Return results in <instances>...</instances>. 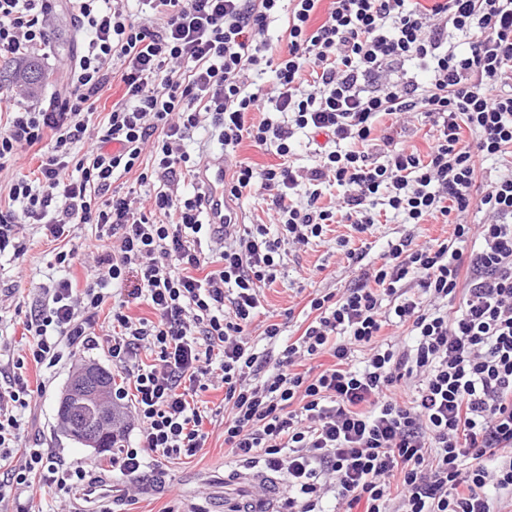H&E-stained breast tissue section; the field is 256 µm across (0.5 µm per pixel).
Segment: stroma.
I'll return each instance as SVG.
<instances>
[{
	"mask_svg": "<svg viewBox=\"0 0 512 512\" xmlns=\"http://www.w3.org/2000/svg\"><path fill=\"white\" fill-rule=\"evenodd\" d=\"M87 46L86 37L72 23L66 4H58L49 42L38 49L37 56L45 73L41 91L31 96L34 104L48 105L64 93L70 66ZM452 232L445 217L436 216L422 224L404 223L402 217L381 212L372 235L360 236L349 223H334L322 235L310 238L307 245L283 253L277 278L261 286V307L257 324L274 319L283 325V338L297 339L311 321L310 299L317 294L342 293L358 274L338 245L349 239L352 247L367 245L366 262L380 263L389 242L412 236L415 242H437L449 238ZM27 251L24 256L0 255V288L14 292L9 315L10 323L0 326V357L11 358L23 341V321L35 307L38 290L49 279L68 278L76 287H83L89 275L85 258L94 256L105 246L94 225H72L68 239L76 247L81 260L69 269L54 263L57 243L47 238L38 225L24 229ZM94 362L111 371L116 386H127V372L116 365L106 345L74 347L72 353L56 367L42 370L29 367L26 378L40 392L26 413L27 424L19 441L23 448H47L64 459H93L91 482L97 487L93 503L96 512H111L112 485L117 478L112 473L111 452L96 451L76 443L64 435L57 423L59 396L74 368L81 362ZM210 438L195 457L171 460L164 465L144 468L139 490L133 502L123 504L122 512H234L236 502L249 493L251 481L231 476L234 467L224 446V424L209 425Z\"/></svg>",
	"mask_w": 512,
	"mask_h": 512,
	"instance_id": "obj_1",
	"label": "stroma"
}]
</instances>
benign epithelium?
<instances>
[{"label": "benign epithelium", "mask_w": 512, "mask_h": 512, "mask_svg": "<svg viewBox=\"0 0 512 512\" xmlns=\"http://www.w3.org/2000/svg\"><path fill=\"white\" fill-rule=\"evenodd\" d=\"M61 403L73 405L83 418L80 422L72 415L63 416L61 423L64 432L89 448H99L98 426L121 418L112 406L111 391L103 384L95 364H86L70 378Z\"/></svg>", "instance_id": "obj_1"}]
</instances>
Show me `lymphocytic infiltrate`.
I'll return each instance as SVG.
<instances>
[{
    "label": "lymphocytic infiltrate",
    "mask_w": 512,
    "mask_h": 512,
    "mask_svg": "<svg viewBox=\"0 0 512 512\" xmlns=\"http://www.w3.org/2000/svg\"><path fill=\"white\" fill-rule=\"evenodd\" d=\"M66 2L90 40L63 97L0 120V180L9 185L0 254H25V224L54 239L91 224L108 248L93 256L83 288L66 279L40 288L23 323L27 343L0 383V503L27 491L62 501L87 483L91 462L19 449L34 395L24 371L55 367L68 343L95 342L91 319L106 304L108 352L131 383L113 398L134 399L140 432L136 447L112 457L126 479L119 501L135 497L146 460L205 448L213 414L195 397L218 385L224 445L237 462L281 476V512H321L330 493L337 512H494V500L512 502V173L476 190L480 159L512 153V0H436L428 13L406 0H335L318 25L320 0H137L134 11ZM283 10L287 47L274 50L266 32ZM54 12L52 0H0V54L47 44ZM450 30L465 49L448 48ZM413 60L429 73L427 87L387 78L388 64ZM265 70L274 89L244 82ZM116 77L121 100L90 127ZM253 112L262 120L248 121ZM383 112L430 118L427 157L396 145L385 162L371 161ZM204 126L228 158L246 142L274 146L279 164L235 161L226 184L234 198L268 190L274 227L214 230L202 221L201 194L180 193L199 167L185 142ZM299 130L328 142L306 171L287 161ZM36 145L35 175L17 174ZM131 172L154 185L149 200L114 193V177ZM329 181L343 189L334 211L318 204ZM382 192L412 224L475 202L488 220L455 225L430 246L407 236L390 243L341 294L310 299L313 319L276 357L258 352L248 340L258 288L276 280L282 246L308 243L338 216L371 234ZM133 269L152 318L108 301ZM458 297L461 313L449 312ZM388 327L407 329L411 342L385 335ZM144 348L153 363L139 362ZM323 357L329 366H319Z\"/></svg>",
    "instance_id": "f902f5d3"
}]
</instances>
